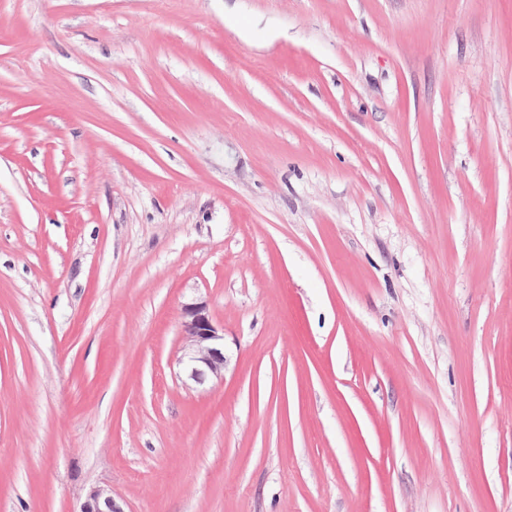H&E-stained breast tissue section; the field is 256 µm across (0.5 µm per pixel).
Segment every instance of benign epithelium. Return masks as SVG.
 Instances as JSON below:
<instances>
[{
	"instance_id": "benign-epithelium-1",
	"label": "benign epithelium",
	"mask_w": 512,
	"mask_h": 512,
	"mask_svg": "<svg viewBox=\"0 0 512 512\" xmlns=\"http://www.w3.org/2000/svg\"><path fill=\"white\" fill-rule=\"evenodd\" d=\"M183 351L190 378L198 383L209 376L224 375V334L220 333L207 307L191 302L182 308ZM81 512H120L110 492L104 488L92 490Z\"/></svg>"
}]
</instances>
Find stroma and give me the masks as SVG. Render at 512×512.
Returning a JSON list of instances; mask_svg holds the SVG:
<instances>
[{
    "instance_id": "35a3bbf8",
    "label": "stroma",
    "mask_w": 512,
    "mask_h": 512,
    "mask_svg": "<svg viewBox=\"0 0 512 512\" xmlns=\"http://www.w3.org/2000/svg\"><path fill=\"white\" fill-rule=\"evenodd\" d=\"M96 488L512 512V0H0V512ZM183 351L190 378L201 383L208 376L224 375V332L220 333L207 307L191 302L182 308Z\"/></svg>"
}]
</instances>
